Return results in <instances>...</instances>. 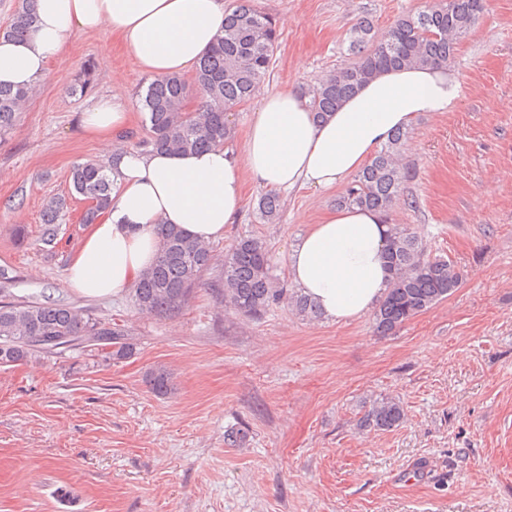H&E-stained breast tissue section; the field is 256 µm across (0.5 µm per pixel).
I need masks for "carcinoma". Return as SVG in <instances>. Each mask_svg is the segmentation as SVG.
Here are the masks:
<instances>
[{
	"instance_id": "1",
	"label": "carcinoma",
	"mask_w": 512,
	"mask_h": 512,
	"mask_svg": "<svg viewBox=\"0 0 512 512\" xmlns=\"http://www.w3.org/2000/svg\"><path fill=\"white\" fill-rule=\"evenodd\" d=\"M483 10V0H440L432 8L407 14L377 37L366 19L348 34L353 61L309 87L304 95L314 117L324 119L359 87L382 70L411 65L448 66L460 40ZM33 0H21L0 36L23 40L34 31ZM278 34L271 18L259 11L254 0H236L225 14L224 31L195 66L193 85L200 97L197 107L186 110L189 86L179 75L151 80L141 94L142 110L149 123L145 146L156 150L200 151L224 144L233 128L224 112L246 102L270 74ZM29 91L0 85V137L14 126ZM404 132H397L353 182L336 199L339 207H365L388 211L403 190L406 172L399 155ZM74 191L90 202L83 222L93 224L111 203L112 181L105 166L87 161L71 172ZM277 194L267 192L258 202L263 219L273 220L279 211ZM208 245L167 225L154 264L134 288L139 312L169 316L191 295L204 271L212 264ZM386 263L390 273L387 290L373 312V332L390 336L406 321L447 298L462 274L448 259L428 258L422 244L406 224H391L387 236ZM224 303L227 310L252 319L272 305L286 303L300 316L321 315L308 297L277 286L271 274L265 242L256 236L240 238L224 255ZM96 347L114 359L133 355L129 333L117 324L54 301L0 300V364L29 362L59 354L67 348ZM151 391L163 396L173 388L171 374L160 366L146 375ZM405 419L400 401L382 398L365 410L359 428L389 431Z\"/></svg>"
}]
</instances>
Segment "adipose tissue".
Masks as SVG:
<instances>
[{
  "instance_id": "adipose-tissue-1",
  "label": "adipose tissue",
  "mask_w": 512,
  "mask_h": 512,
  "mask_svg": "<svg viewBox=\"0 0 512 512\" xmlns=\"http://www.w3.org/2000/svg\"><path fill=\"white\" fill-rule=\"evenodd\" d=\"M27 39H0V83L30 87L78 31L108 29L125 52L156 77L193 68L224 29V0H34ZM460 84L445 68L416 66L380 73L325 119L288 89L265 94L249 124L243 158L217 146L170 153L115 149L129 123L121 94L81 112L83 132L105 146L112 178L109 208L92 224L60 286L89 299L135 288L159 249L158 228L172 224L197 240L223 239L237 223L245 182L281 191L327 190L361 170L373 153L424 112H448ZM387 219L374 209L333 208L287 256L291 282L339 321L370 311L387 287Z\"/></svg>"
}]
</instances>
